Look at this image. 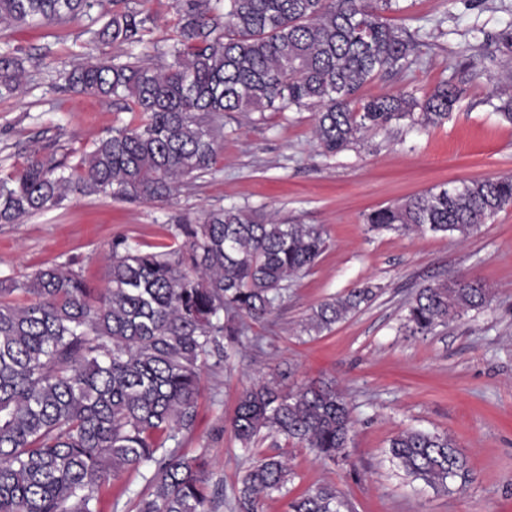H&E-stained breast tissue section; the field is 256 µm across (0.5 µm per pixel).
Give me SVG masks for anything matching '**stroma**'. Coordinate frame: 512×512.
Listing matches in <instances>:
<instances>
[{
	"mask_svg": "<svg viewBox=\"0 0 512 512\" xmlns=\"http://www.w3.org/2000/svg\"><path fill=\"white\" fill-rule=\"evenodd\" d=\"M387 21L421 43L402 69L383 72L362 93L407 92L425 99L443 81L463 95L443 124L407 122L362 133L344 150L324 154L310 109L233 112L212 170L165 201L129 202L70 194L62 208L0 224V277L24 278L44 265L80 272L90 287L108 282L112 241L145 251L179 244L176 226L203 211L236 206L293 224L324 228L327 248L310 271L293 278L267 320L249 322L261 349H228L223 369L201 372L196 423L186 456L206 454L223 501L209 512H232L234 493L253 462L273 449L286 454L297 495L335 486L343 512H512V208L464 240L440 234L369 232L365 214L444 183L512 174V124L490 104L498 80L512 74V54L491 37L512 24V0H398ZM112 0H96L80 21L0 28V50L23 61L26 81L0 100V172L23 167L32 147L76 164L93 142L129 125L134 114L112 102L59 87L60 73L89 55H122L91 42ZM152 17L134 54L163 64L157 49L177 33L175 0H146ZM465 273L494 291L489 304L412 336L402 326L415 292ZM370 284L369 304L315 335L303 330L314 307ZM277 377L293 388L335 381L354 420L349 461L317 458L308 448L267 438L243 449L227 425L242 388ZM448 435L466 457L470 478L448 493L406 477L387 455L406 430Z\"/></svg>",
	"mask_w": 512,
	"mask_h": 512,
	"instance_id": "obj_1",
	"label": "stroma"
}]
</instances>
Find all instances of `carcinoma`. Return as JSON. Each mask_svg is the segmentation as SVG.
Here are the masks:
<instances>
[{
    "label": "carcinoma",
    "instance_id": "obj_1",
    "mask_svg": "<svg viewBox=\"0 0 512 512\" xmlns=\"http://www.w3.org/2000/svg\"><path fill=\"white\" fill-rule=\"evenodd\" d=\"M112 0L93 31L102 44L142 41L150 16ZM396 0H177L172 62H117L105 56L64 74L65 89L129 100L140 118L97 139L75 165L41 148L17 172L0 175V224H21L60 208L71 193L162 201L216 161L226 112L316 107L314 136L336 154L371 127L404 120L425 127L448 119L460 88L446 82L423 101L404 92L364 98L382 71L401 68L418 44L383 17ZM90 0H0V24H56L79 18ZM21 59L0 51V99L20 90ZM512 123V89L496 88ZM512 206V175L439 185L366 216L368 230L467 238ZM180 246L141 251L112 241L108 285L91 288L57 265L22 280L0 278V512H107L104 493L123 470L148 493L136 512H205L210 463L189 458L182 438L196 420L201 369L224 366L243 344V319L264 321L288 282L326 248L323 228L289 224L237 207L177 225ZM375 296L354 288L320 303L306 331H329ZM489 302V289L456 275L418 289L404 327L425 336ZM353 426L345 394L331 381L284 390L274 377L242 389L229 427L249 449L282 436L333 463L349 458ZM392 461L412 480L446 493L469 479L466 458L446 434L407 430L390 439ZM292 472L279 453L250 465L235 512H262L288 494ZM333 486L287 503V512H341Z\"/></svg>",
    "mask_w": 512,
    "mask_h": 512
}]
</instances>
